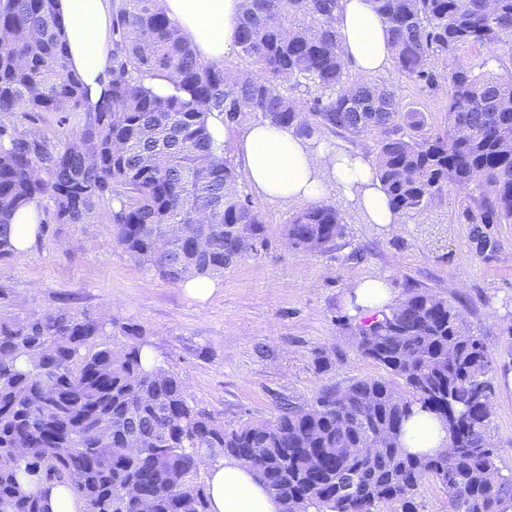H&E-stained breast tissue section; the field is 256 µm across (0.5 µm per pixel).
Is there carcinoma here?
I'll use <instances>...</instances> for the list:
<instances>
[{"instance_id": "1", "label": "carcinoma", "mask_w": 512, "mask_h": 512, "mask_svg": "<svg viewBox=\"0 0 512 512\" xmlns=\"http://www.w3.org/2000/svg\"><path fill=\"white\" fill-rule=\"evenodd\" d=\"M56 0H0V115L82 112L78 130L51 137L0 123V260L14 257L10 224L34 201L57 224H87L112 203L119 246L171 283L217 277L268 246L260 212L239 192L231 159L212 148L208 120L232 133L245 114L306 139L375 136L376 178L393 210L426 207L447 187L474 198L471 224H512V68L455 62L468 45L512 47V0H374L395 72L434 91L448 80V125L403 111L387 85L343 63L339 0H242L237 58L205 61L159 0H112V69L98 104L68 66ZM454 61L448 75L439 66ZM169 78L158 95L145 77ZM344 234L331 205L294 212L288 247L321 252ZM105 317L59 308L0 313V512H50L46 485H67L82 512H209L198 460H252L282 512H417L415 491L436 479L449 512H502L512 473L489 446L494 361L462 311L415 286L360 320L359 352L386 372L289 402L268 421L226 428L192 405L184 382L143 366L149 345L133 325L120 350L100 345ZM453 416L458 447L408 455L414 410ZM391 438L370 456L366 441ZM141 448H129L132 439Z\"/></svg>"}]
</instances>
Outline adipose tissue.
<instances>
[{
	"label": "adipose tissue",
	"instance_id": "ef3b65f1",
	"mask_svg": "<svg viewBox=\"0 0 512 512\" xmlns=\"http://www.w3.org/2000/svg\"><path fill=\"white\" fill-rule=\"evenodd\" d=\"M240 5L241 0H162L171 23L206 61H221L236 51ZM58 21L70 68L88 87L91 102H99L112 67V0H58ZM338 27L353 74L369 78L388 69L391 51L373 0H340ZM235 163L264 198L317 202L332 186L348 195L369 223L399 221L366 153H347L303 139L294 129L255 121L235 145ZM349 298L351 313L374 312L391 303L392 291L384 280L366 278L355 283ZM402 443L412 454L444 453L448 430L434 415L417 411L404 424ZM202 467L210 512H281L280 502L248 463L223 457L203 460Z\"/></svg>",
	"mask_w": 512,
	"mask_h": 512
}]
</instances>
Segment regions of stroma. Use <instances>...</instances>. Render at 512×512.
Listing matches in <instances>:
<instances>
[{
  "label": "stroma",
  "mask_w": 512,
  "mask_h": 512,
  "mask_svg": "<svg viewBox=\"0 0 512 512\" xmlns=\"http://www.w3.org/2000/svg\"><path fill=\"white\" fill-rule=\"evenodd\" d=\"M375 81L394 86L405 108L425 113L432 129L446 126L440 92L421 90L391 69ZM238 189L260 211L268 247L225 269L212 297H190L135 264L115 240L105 202L88 224H58L45 214L27 256L0 261V313L39 317L67 307L141 328L190 399L228 427L273 419L280 399L306 403L322 387L382 375L348 328L355 317L347 295L365 277L384 279L397 299L410 284L460 303L489 354L512 359V224L468 223L463 213L472 199L448 189L383 227L367 223L331 188L324 202L342 217L344 235L333 249L302 253L284 239L297 204L266 200L243 179ZM492 384L496 464L510 473L512 375L495 372Z\"/></svg>",
  "instance_id": "1"
}]
</instances>
